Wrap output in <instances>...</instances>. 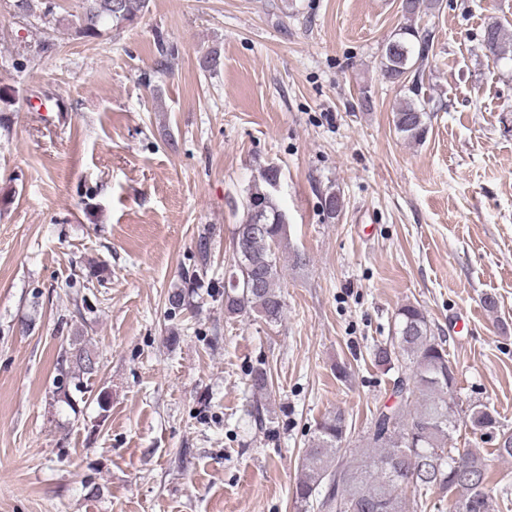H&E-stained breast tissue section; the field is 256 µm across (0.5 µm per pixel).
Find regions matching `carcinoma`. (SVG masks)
<instances>
[{
  "mask_svg": "<svg viewBox=\"0 0 512 512\" xmlns=\"http://www.w3.org/2000/svg\"><path fill=\"white\" fill-rule=\"evenodd\" d=\"M124 12H112V0H82L81 12L72 24L74 35L96 38L105 22L115 27L131 25L149 11L150 0H123ZM437 7V0H403L400 27L385 45L380 70L388 77H404L406 95L394 111L395 129L405 139L422 141L428 131L429 115L420 99L432 48L429 31L417 21ZM484 49L497 60L512 59V31L501 21L485 29ZM279 170L267 166L246 195L243 213L251 203L261 205L267 224L251 236L238 252L224 291V310L229 314L253 312L269 325L284 314L278 284L280 254L288 247V222L277 204L274 191ZM211 233L197 241L198 265L182 280V288L169 295L172 308L185 305L186 294L201 287L210 258ZM374 363L395 374L394 395L398 402L373 412L361 443L350 446L348 423L340 412L330 413L317 423L303 451L300 476L295 488L297 503L304 510L318 501L320 512H428L436 507L433 495L450 498L449 512H496L491 485L499 486L508 498L512 485L508 476L496 478L491 459L512 460V433L500 434L499 446L489 453L479 448L451 445L461 424L472 430L493 429L497 419L483 405L468 406L463 414L457 394V374L441 339L433 334L425 312L414 304L396 313L395 336L372 350ZM90 340L75 336L58 362L55 381L57 400L75 407L72 392L88 389L97 373ZM469 484L477 489L476 507L471 508L456 493Z\"/></svg>",
  "mask_w": 512,
  "mask_h": 512,
  "instance_id": "carcinoma-1",
  "label": "carcinoma"
}]
</instances>
